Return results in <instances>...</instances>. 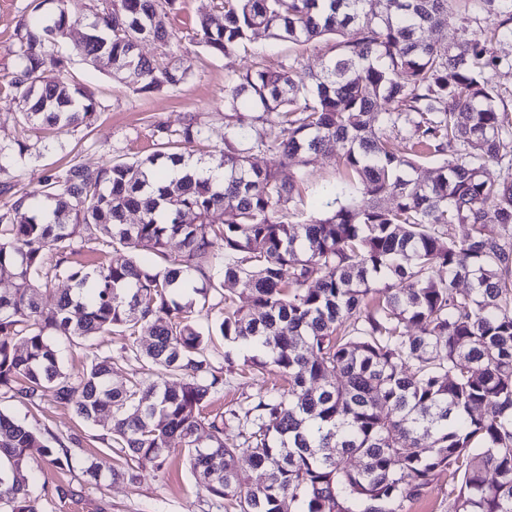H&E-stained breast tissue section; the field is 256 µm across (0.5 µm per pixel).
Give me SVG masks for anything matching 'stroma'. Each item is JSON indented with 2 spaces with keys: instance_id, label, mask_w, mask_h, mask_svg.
<instances>
[{
  "instance_id": "obj_1",
  "label": "stroma",
  "mask_w": 512,
  "mask_h": 512,
  "mask_svg": "<svg viewBox=\"0 0 512 512\" xmlns=\"http://www.w3.org/2000/svg\"><path fill=\"white\" fill-rule=\"evenodd\" d=\"M213 0H180L178 10L169 17V28L181 39L174 57L177 64L188 67L190 76L176 90L164 89L151 93L136 91L114 75L111 70H98L82 61H73L70 73L95 91L101 104L92 127L82 126L61 134H45L23 127L17 116L19 104L4 85L16 69L15 33L33 9L50 13V0H0V143L24 141L27 149L0 168V181L11 182L16 190H40L45 175L52 168L71 160L96 168L112 161H129L151 154L159 139L158 125L176 129L185 118L197 117L205 130L210 150L224 146V88L235 74L261 63L271 68L297 62L301 72H319L331 56L335 36L328 35L309 45H295L257 32L246 46L226 56L212 55L197 43L194 32L201 14L211 12ZM494 14L473 5L461 6L447 25L426 30L428 40L452 45L464 33L481 34L494 29ZM340 148L331 146L311 155L301 166L281 164L277 154H253L251 161L260 168L278 171L282 180L296 181L300 199L297 208L303 217L318 216L327 211L336 187L345 181L346 173L340 163ZM122 336L110 335L93 339L92 343L62 345L65 369L74 375L82 373L91 347L112 354L113 384L122 385L141 376L143 363L121 351ZM278 373L241 377L225 374L224 391L212 405L221 412L265 393L272 384L280 382ZM0 411L28 425L40 428L48 441L68 440L78 435L80 447L76 457L97 464L100 477L88 480L81 470L71 472L52 468L41 449L28 451L30 471L37 475L32 488L39 512H144L145 507L159 505L161 512H217L206 489L190 470L184 453L174 450L167 466L160 471L140 470L136 481L113 479L112 472L119 462L102 437L103 425H90L80 420L72 409L45 396L41 411L32 412L19 399L0 394ZM72 489L71 497L61 499L55 486Z\"/></svg>"
}]
</instances>
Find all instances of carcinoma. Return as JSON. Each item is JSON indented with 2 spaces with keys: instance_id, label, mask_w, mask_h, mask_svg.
<instances>
[{
  "instance_id": "obj_1",
  "label": "carcinoma",
  "mask_w": 512,
  "mask_h": 512,
  "mask_svg": "<svg viewBox=\"0 0 512 512\" xmlns=\"http://www.w3.org/2000/svg\"><path fill=\"white\" fill-rule=\"evenodd\" d=\"M469 1L512 35V0H219L222 19L205 13L195 32L215 55L259 28L296 45L342 40L318 74L293 64L236 74L224 93L232 122L211 156L224 187L195 170L165 180L164 170L193 157L185 148L205 141L190 118L159 126L144 158L96 169L71 160L0 213V269L15 278L0 290V392L39 411L51 391L86 423L109 418V447L132 480L183 449L208 493L236 512H403L443 474L451 512H512V158L503 138L512 130L487 78L503 60L478 35L452 47L424 37ZM51 2L52 13L38 14V4L16 31L8 88L20 122L58 132L94 123L99 103L85 85L40 81L47 66L69 73L74 56L115 72L134 65L144 92L186 82L187 69L138 50L150 38L176 53L166 18L178 0H96L91 35L70 52L62 39L77 20L67 0ZM270 117L278 143L265 137ZM331 143L341 144L345 198L321 217L288 221L296 184L250 156L276 151L304 163ZM505 159L503 175L487 176L488 163ZM422 163L434 165L427 182L413 178ZM23 208L30 216L17 224L11 211ZM130 211L138 223H126ZM72 224L154 260L77 261ZM455 224L470 226L465 238L452 236ZM460 278L471 288H455ZM226 280L242 283L259 313L224 295ZM57 281L69 287L46 308L42 293ZM215 293L224 307L203 328L195 309H214ZM112 333L124 336V353L181 381L114 387L112 353L99 350L79 378L64 369L60 339ZM215 336L251 352L241 371L272 367L288 386L208 413L224 390L209 359ZM230 424L266 473L257 490L239 449L224 443ZM31 448L56 469L80 465L97 477L94 463L0 411L3 512H38Z\"/></svg>"
}]
</instances>
